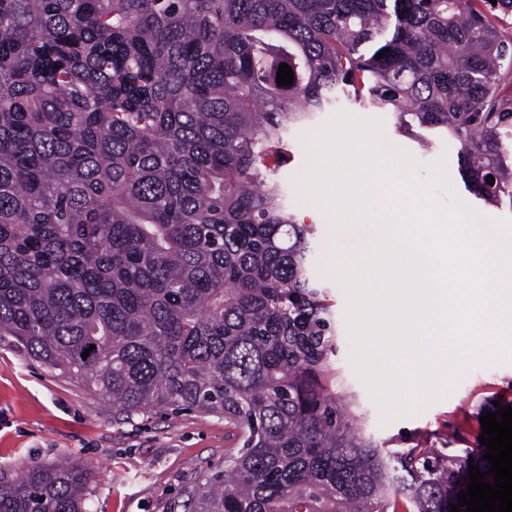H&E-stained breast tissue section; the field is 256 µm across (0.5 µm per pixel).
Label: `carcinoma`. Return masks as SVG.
I'll list each match as a JSON object with an SVG mask.
<instances>
[{
	"label": "carcinoma",
	"mask_w": 512,
	"mask_h": 512,
	"mask_svg": "<svg viewBox=\"0 0 512 512\" xmlns=\"http://www.w3.org/2000/svg\"><path fill=\"white\" fill-rule=\"evenodd\" d=\"M479 2L0 0V339L124 413L224 418L186 512H451L468 486L467 458L366 434L273 173L343 88L512 204V37ZM91 480L0 473V512H89Z\"/></svg>",
	"instance_id": "obj_1"
}]
</instances>
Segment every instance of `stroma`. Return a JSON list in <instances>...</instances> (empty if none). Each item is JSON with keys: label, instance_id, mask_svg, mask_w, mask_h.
<instances>
[{"label": "stroma", "instance_id": "35a3bbf8", "mask_svg": "<svg viewBox=\"0 0 512 512\" xmlns=\"http://www.w3.org/2000/svg\"><path fill=\"white\" fill-rule=\"evenodd\" d=\"M341 113L381 121L386 147L411 156L405 173L439 212L460 204L478 223L500 225L504 234L512 235V202L487 206L470 195L457 171L458 147L445 136L433 135L431 148L421 150L414 135L399 129L393 113L372 111L343 95L291 132L288 161L279 173L289 209L318 229L315 274L332 287L341 322L339 364L360 395L367 432L393 448L419 440L440 447L451 435L454 454L477 455L481 416L491 412L494 401H512L511 351L496 347L461 353L459 362L444 372L439 388L406 391L413 410L387 420L353 366L355 345L344 323L349 292L330 268L333 256L345 252L344 238L334 234L324 212L300 189L311 136ZM235 445L223 418L197 410L167 408L130 418L115 414L82 382L0 341V470L17 475L60 457L84 465L92 473L91 512H185L183 503L196 476L223 467L225 451Z\"/></svg>", "mask_w": 512, "mask_h": 512}]
</instances>
